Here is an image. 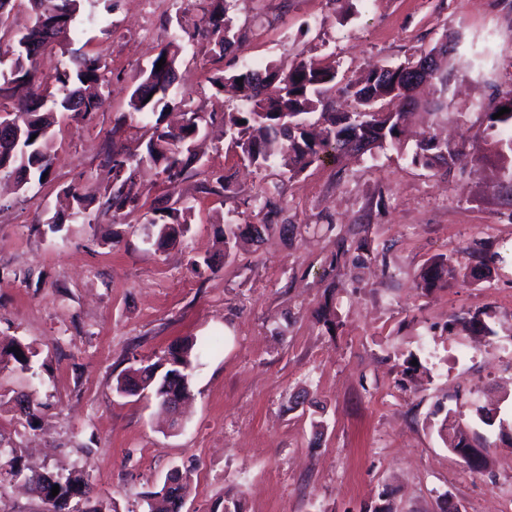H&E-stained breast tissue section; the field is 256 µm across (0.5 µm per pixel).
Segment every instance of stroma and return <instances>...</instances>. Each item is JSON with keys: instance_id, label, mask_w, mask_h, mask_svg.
Masks as SVG:
<instances>
[{"instance_id": "1", "label": "stroma", "mask_w": 512, "mask_h": 512, "mask_svg": "<svg viewBox=\"0 0 512 512\" xmlns=\"http://www.w3.org/2000/svg\"><path fill=\"white\" fill-rule=\"evenodd\" d=\"M96 10L100 25L51 45L37 68L50 79L79 54H102V108L88 123L58 115L43 184L23 194L0 183V342L30 344L36 363L32 375L0 371V445L22 448L32 470H83L91 499L119 512H141L174 468L190 478L182 512H216L237 493L246 512H438L445 497L461 512H512V176L486 143L487 115L512 89V0H233L249 37L225 59L229 72L313 57L357 77L460 34L447 114L418 105L414 129L447 132L468 163L437 172L386 149L313 164L285 181L274 228L214 272L203 261L221 250L224 223H263L249 201L266 174L243 169L217 123L201 163L231 175L226 197L143 170L141 212L115 217L101 208L113 180L106 149L168 33L181 41L176 88L188 109L220 115L245 102L211 85L194 0L157 10L98 0ZM72 184L89 200L84 214L64 194ZM168 197L194 211L159 250L143 222ZM464 251L481 277L418 288L421 267ZM478 310L493 336L449 331ZM200 336L215 345L192 371L176 429L150 396L116 393L119 374ZM411 352L421 368L410 377ZM301 390L315 406L290 408ZM23 394L42 404L31 428L15 402ZM446 418L484 435L483 471L448 450Z\"/></svg>"}]
</instances>
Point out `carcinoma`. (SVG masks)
Instances as JSON below:
<instances>
[{"label": "carcinoma", "mask_w": 512, "mask_h": 512, "mask_svg": "<svg viewBox=\"0 0 512 512\" xmlns=\"http://www.w3.org/2000/svg\"><path fill=\"white\" fill-rule=\"evenodd\" d=\"M34 13L32 25L4 39L7 31L0 32V113L11 112L17 134L9 142H0V176H8L29 183L42 182L43 174L50 173L54 158V131L56 114L68 112L81 121H89L104 103L101 87V56L81 55L73 65L59 71L55 77V91H49L37 68V58L46 48L68 39L81 11L84 0H55L50 10H43V0H25ZM199 19L195 34L209 47L210 61L214 66L211 83L218 89L230 84L248 103L247 109L226 112L222 122L229 146L240 159L258 170L273 166L292 178L309 166L336 160L348 150L371 152L387 146L407 153L411 163L425 169L452 168L465 159L462 151L452 148L435 135L413 139L408 129L410 112L405 107L415 103L416 93L425 87L437 97L447 90L448 73L454 65V55L447 52L445 44L419 49L437 57L438 62L427 76L414 82L407 76L406 68L412 59L397 65L373 66L359 81L348 82L345 92L355 102L352 112H338L329 98L336 86L339 70L333 62L322 59H302L284 71L273 62L257 69L244 65L231 74L223 68L224 56L247 39V32L235 27L230 16L231 0H196ZM181 46L171 40L152 61L139 71L130 94L129 111L116 116L112 126V146L106 153L109 164L122 158L127 172L116 178L105 192V210L117 216L131 214L142 208L133 192L138 170L145 166L161 169V173L176 172L182 179L198 175V158L193 151L194 140L209 125L205 115L189 110L183 123L176 129L162 125L164 112L175 105L170 90L180 58ZM165 59L161 70H156L160 59ZM242 83H237V80ZM508 107L511 112L493 118L488 115L490 145L503 158L512 157V90L499 95L494 111ZM140 126L148 135L146 152L133 157L125 151L122 136L133 125ZM232 182L230 176L200 181L198 190L206 195L224 196ZM281 184L276 182L264 187L252 199L258 212L277 211ZM169 221L160 223L155 218L145 219V229L155 238L158 246L176 243L191 223L193 205L184 201L178 206L155 208ZM268 230L266 224L253 225V232H243L237 224L224 225L222 234L224 256H232L239 241L257 239ZM457 266L435 263L424 267L418 274V287L435 288L447 282V276L458 272L467 274L466 257L456 260ZM486 313L474 312L454 319L448 329L460 325L463 329L495 335L485 319ZM19 348L15 355L9 348ZM207 343L188 339L170 353L166 369L160 364H146L119 376L116 390L130 396L149 391L164 407L182 400L188 391L193 363L206 350ZM35 354L29 346L17 339L8 347L0 348V371L12 367L22 371L33 368ZM28 425L37 418L41 402L31 396L18 400ZM448 449L464 458L469 467L479 469L486 459L472 463L468 451L486 447L485 439L476 432L443 420ZM20 449L9 448L0 453V482L23 472ZM167 479L173 487H162L144 496V512H178L175 500L184 498L189 476L173 469ZM29 485L44 504V512H62L60 501L75 492L89 493V482L83 473L73 471L62 478L59 493L51 495L40 475L30 474Z\"/></svg>", "instance_id": "carcinoma-1"}]
</instances>
